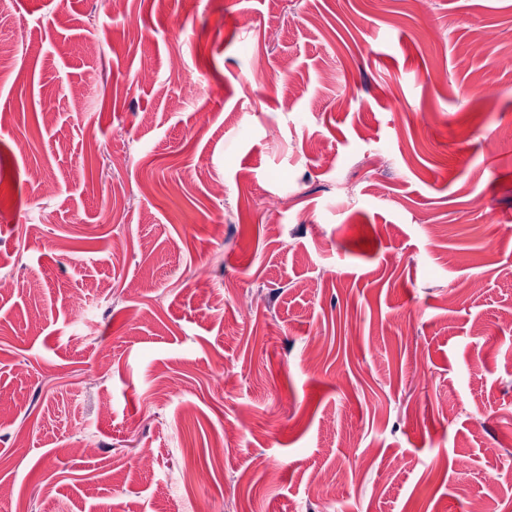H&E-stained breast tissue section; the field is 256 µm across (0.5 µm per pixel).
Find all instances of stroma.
Segmentation results:
<instances>
[{
  "label": "stroma",
  "instance_id": "1",
  "mask_svg": "<svg viewBox=\"0 0 512 512\" xmlns=\"http://www.w3.org/2000/svg\"><path fill=\"white\" fill-rule=\"evenodd\" d=\"M1 39L0 512H512V0H10Z\"/></svg>",
  "mask_w": 512,
  "mask_h": 512
}]
</instances>
